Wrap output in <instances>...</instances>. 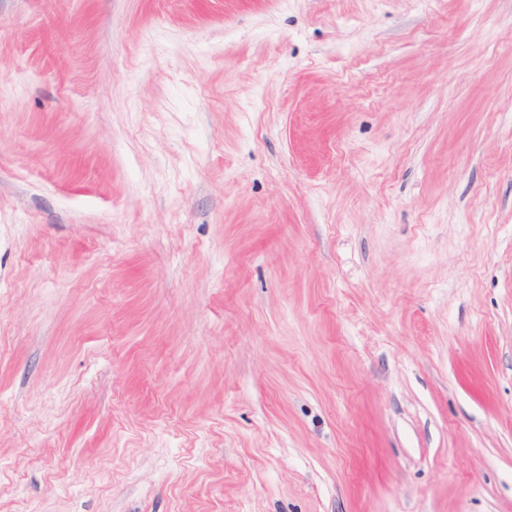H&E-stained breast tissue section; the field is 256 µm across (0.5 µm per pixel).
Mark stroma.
Wrapping results in <instances>:
<instances>
[{
  "label": "stroma",
  "instance_id": "stroma-1",
  "mask_svg": "<svg viewBox=\"0 0 512 512\" xmlns=\"http://www.w3.org/2000/svg\"><path fill=\"white\" fill-rule=\"evenodd\" d=\"M0 512H512V0H0Z\"/></svg>",
  "mask_w": 512,
  "mask_h": 512
}]
</instances>
